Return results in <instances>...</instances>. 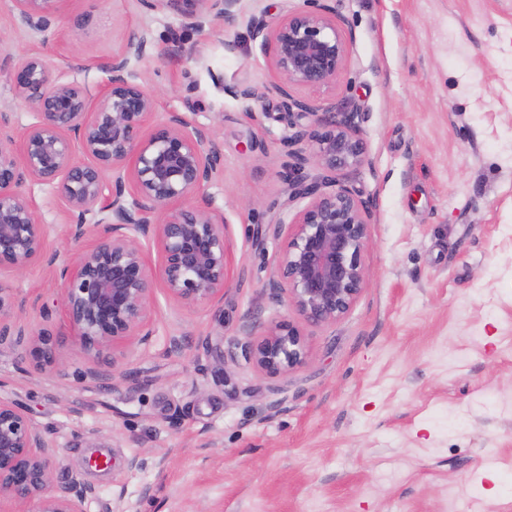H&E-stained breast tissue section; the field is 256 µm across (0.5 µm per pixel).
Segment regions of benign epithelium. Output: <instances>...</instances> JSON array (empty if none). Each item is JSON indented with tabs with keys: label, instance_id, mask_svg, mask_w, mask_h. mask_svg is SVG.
Returning a JSON list of instances; mask_svg holds the SVG:
<instances>
[{
	"label": "benign epithelium",
	"instance_id": "benign-epithelium-1",
	"mask_svg": "<svg viewBox=\"0 0 512 512\" xmlns=\"http://www.w3.org/2000/svg\"><path fill=\"white\" fill-rule=\"evenodd\" d=\"M21 24L45 33L59 0H14ZM243 0H139L149 10L170 9L195 30L227 33L242 14ZM248 25L261 48L273 47L277 82L259 89L238 85L231 93L247 110L269 92L283 99L282 118L294 129L284 140L288 161L280 172L285 198L274 219L252 241L263 251L271 239H288L274 259L267 288L293 309L287 319L245 325L248 363L271 378L284 377L305 361L304 329L344 319L368 286L364 255L371 243L366 202L341 180L366 162L356 112L330 108L293 95L329 91L348 62L344 21L325 6H286L278 15L253 14ZM147 31L129 32L121 50L101 62L107 87L91 97L64 81L34 53L17 61L6 79L31 105L39 121L16 135L0 113V271L22 273L45 258L60 278V302L71 338L90 361L112 355V373L148 341L156 284L176 303L208 307L223 315L231 255L224 212L208 189L223 177L221 146L210 130L183 112L150 124L154 94L135 82L131 58L146 57ZM307 123H301V120ZM52 185L71 216L70 236L89 246L55 267L46 256V229L22 190L26 181ZM301 198L308 204L292 211ZM154 245L152 265L145 245ZM24 304L0 286V346L21 348L36 375L61 376L59 336L44 326L19 324ZM93 485L61 474L59 448L32 422L17 400L0 396V512H85Z\"/></svg>",
	"mask_w": 512,
	"mask_h": 512
}]
</instances>
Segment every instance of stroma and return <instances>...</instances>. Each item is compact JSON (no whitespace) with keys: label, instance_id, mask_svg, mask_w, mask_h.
<instances>
[{"label":"stroma","instance_id":"35a3bbf8","mask_svg":"<svg viewBox=\"0 0 512 512\" xmlns=\"http://www.w3.org/2000/svg\"><path fill=\"white\" fill-rule=\"evenodd\" d=\"M321 2L353 35L323 100L360 114L367 161L348 183L373 215L369 285L307 336L303 365L270 378L246 361L241 327L294 317L266 289L285 240L263 252L251 241L285 198L289 131L278 95L252 116L231 89L275 82L247 18L282 0H244L233 54L222 33L138 0H60L49 41L0 0V68L37 52L95 93L110 79L100 62L147 30L155 48L129 69L158 114L195 113L223 146L210 190L232 254L223 317L156 288L150 342L117 385L110 363L90 365L68 338L55 379L0 347V394L62 448L63 471L96 485L85 512H512V0ZM72 50L83 70L67 67ZM23 190L48 252L76 255L53 187ZM0 286L26 302L23 324L40 323L38 299L64 330L61 283L43 264L0 273ZM102 455L107 467L89 466Z\"/></svg>","mask_w":512,"mask_h":512}]
</instances>
